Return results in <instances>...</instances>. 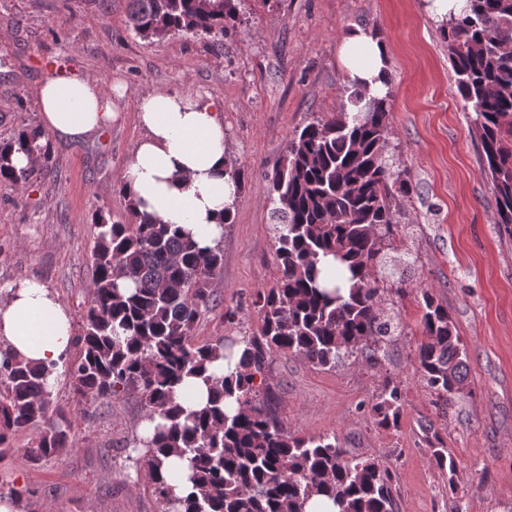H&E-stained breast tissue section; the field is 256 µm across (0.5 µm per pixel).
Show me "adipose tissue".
<instances>
[{"label":"adipose tissue","instance_id":"obj_1","mask_svg":"<svg viewBox=\"0 0 512 512\" xmlns=\"http://www.w3.org/2000/svg\"><path fill=\"white\" fill-rule=\"evenodd\" d=\"M388 54L384 42L356 30L343 37L338 58L349 84L381 97ZM125 92L120 83L104 88L76 73L51 72L38 94L41 125L59 139L96 136L111 126ZM137 116L145 136L117 190L136 200L140 211L183 227L199 248H213L237 198L218 107L187 93L146 90L138 96ZM72 344L70 317L49 288L25 280L0 296V345L48 367L61 364Z\"/></svg>","mask_w":512,"mask_h":512}]
</instances>
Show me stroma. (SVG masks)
<instances>
[{
    "label": "stroma",
    "instance_id": "obj_1",
    "mask_svg": "<svg viewBox=\"0 0 512 512\" xmlns=\"http://www.w3.org/2000/svg\"><path fill=\"white\" fill-rule=\"evenodd\" d=\"M128 13V0H0V19L9 22L0 42V143L20 126L39 125L38 91L52 67L103 85L120 78L128 88L103 134L52 140L51 166L25 187L0 180V291L41 282L81 333L97 235L92 214L127 220L114 181L144 135L136 98L146 89L185 92L223 102L225 145L243 170L213 283L225 305L240 308V322H222L216 310L194 334L204 341L255 331L253 300L279 272L266 175L296 129L345 102L338 47L347 31L362 29L389 48L390 152L414 191L399 207L387 257L413 293L385 306L404 332L380 363L360 359L327 371L275 354L277 414L297 436L333 434L349 456L390 467L396 512H512V238L497 230L474 114L426 0H244L242 22L218 55L192 37L140 38ZM426 288L447 303L469 354L466 386L444 410L415 362L422 341L415 292ZM388 377L401 383L404 408L398 427L383 429L362 406ZM141 416L135 395L93 404L75 448L37 465L26 454L34 431L19 434L0 458V488L14 490L23 512H162L152 484L126 461ZM429 434L457 463L456 493L430 460Z\"/></svg>",
    "mask_w": 512,
    "mask_h": 512
}]
</instances>
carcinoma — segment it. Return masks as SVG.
<instances>
[{
	"label": "carcinoma",
	"instance_id": "cac0c4a2",
	"mask_svg": "<svg viewBox=\"0 0 512 512\" xmlns=\"http://www.w3.org/2000/svg\"><path fill=\"white\" fill-rule=\"evenodd\" d=\"M242 0H130L129 24L142 38L191 35L206 47H224V35L240 20ZM461 17L442 19L440 33L465 106L475 113L483 172L496 198V224L512 236V0H467ZM391 91L365 99L347 88L348 105L330 117L315 116L297 129L281 165L269 176L273 216L279 221L275 253L279 276L254 300L257 330L229 343L219 336L196 342L193 329L223 303L211 282L224 267L217 245L201 250L171 224L142 213L126 200L128 222L112 224L101 211L92 252V295L77 337V356L65 363L72 404L53 405L47 379L54 368L32 364L0 347V456L20 431L39 434L27 449L38 464L75 447L78 415L99 402L140 397L143 416L158 415L153 438H133L127 459L156 471L162 459L189 458L197 492L177 499L153 482L163 512H305L307 500L324 495L338 512H394L391 470L376 460L347 456L336 435L300 438L271 407L268 372L276 353L334 369L353 358L378 363L387 357L401 321L382 302L402 299L408 284L384 278L378 257L398 231L400 200L414 191L406 171L388 153ZM20 146L35 166L18 171L12 149ZM45 132L22 127L0 143V179L25 186L49 166ZM133 283L120 289L118 280ZM423 342L416 353L421 380L448 405L462 391L467 350L444 304L420 290ZM245 344L235 373L208 378L209 398L186 411L173 385L200 376L234 347ZM235 399L234 414L224 401ZM404 407L401 384L385 378L370 404L381 428L398 425ZM148 447L139 454V445ZM431 460L448 472L456 491V463L446 448Z\"/></svg>",
	"mask_w": 512,
	"mask_h": 512
}]
</instances>
